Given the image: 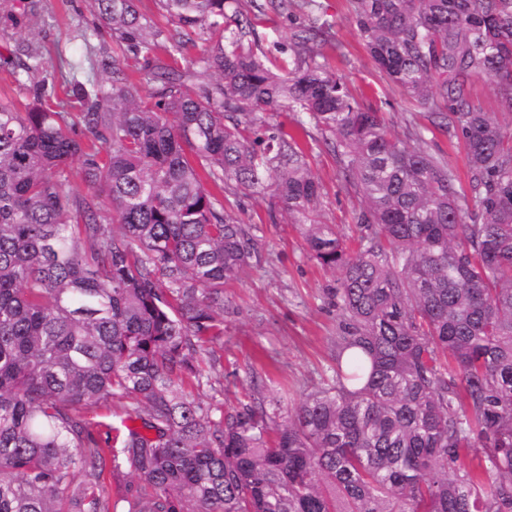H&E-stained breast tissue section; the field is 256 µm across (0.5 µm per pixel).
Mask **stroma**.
Here are the masks:
<instances>
[{"mask_svg":"<svg viewBox=\"0 0 512 512\" xmlns=\"http://www.w3.org/2000/svg\"><path fill=\"white\" fill-rule=\"evenodd\" d=\"M318 2L322 14L334 24L336 46L326 52L329 69L343 77L359 103L382 112L393 134L403 135L407 127L416 126L428 150L444 156L458 175H465L462 143L448 137L429 109L409 104L370 59L352 19L350 0ZM33 3V11L17 21L0 18V99L29 102L37 81L58 87L73 75L86 80L94 50L112 43L95 0ZM311 24V18L300 13L280 16L270 12L256 24L255 40L274 56L288 47L293 33ZM30 47L41 54L39 70L33 78L14 80L11 63ZM307 154L321 185L318 219L335 225L346 240L357 238L361 227L354 216L362 206V196L345 184L335 154L317 129L309 131ZM269 196L265 188L227 200L241 222L254 225L262 261L224 290L228 307L224 334L212 346L215 384L193 391L204 401L229 406L252 390L280 400L289 409L332 373V341L339 313L330 305L326 291L337 286L339 276L311 258L295 224L285 218L269 221Z\"/></svg>","mask_w":512,"mask_h":512,"instance_id":"1","label":"stroma"}]
</instances>
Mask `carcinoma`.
Here are the masks:
<instances>
[{"label": "carcinoma", "mask_w": 512, "mask_h": 512, "mask_svg": "<svg viewBox=\"0 0 512 512\" xmlns=\"http://www.w3.org/2000/svg\"><path fill=\"white\" fill-rule=\"evenodd\" d=\"M95 2L115 49L91 60L104 82L65 84L79 110L40 82L0 103V512H512V136L465 93L487 78L512 112V0H353L375 66L463 143L467 194L320 61L328 20L271 58L239 0H156L173 30L139 0ZM193 35L217 76L195 94L176 57ZM283 112L362 192L357 240L311 218L320 184ZM268 182L269 220L340 273L333 375L286 416L187 391L210 380L224 286L261 257L224 194ZM102 404L122 426L87 417ZM123 469L141 484L114 499Z\"/></svg>", "instance_id": "1"}]
</instances>
